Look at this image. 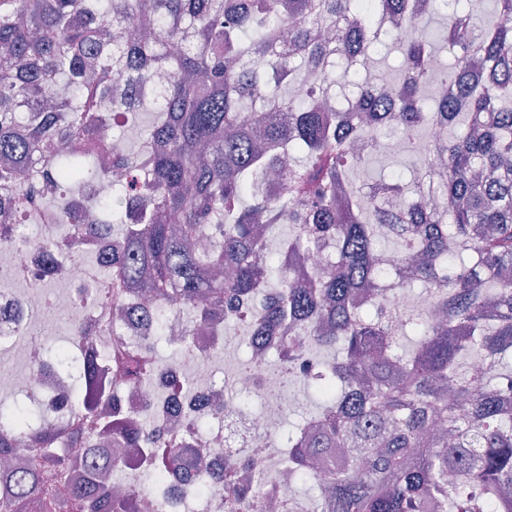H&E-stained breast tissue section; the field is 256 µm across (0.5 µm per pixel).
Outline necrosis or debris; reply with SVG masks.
I'll list each match as a JSON object with an SVG mask.
<instances>
[{"mask_svg":"<svg viewBox=\"0 0 512 512\" xmlns=\"http://www.w3.org/2000/svg\"><path fill=\"white\" fill-rule=\"evenodd\" d=\"M9 236V245L0 248V348L9 347L15 354L0 358V382L34 403L39 426L61 431L86 428L82 413L75 411L61 420L54 411L56 401L73 399L74 389L54 363L41 357L44 342L38 318L52 304L50 285L68 286L72 307L86 311L90 343L81 358L104 357L117 345L148 354L153 341L131 317L120 319L112 313L113 285L101 274L110 262L105 240H73L64 237L60 225L49 222L34 228L10 225ZM223 366L224 346L218 334L202 328L193 338L189 366L154 363L149 389L112 374L113 406L158 429L180 449L184 461L200 463L203 471L200 478L183 482L169 468L161 483L144 486L136 472H127L113 489L124 493L139 484L138 512H229L225 493L212 487L211 476L224 474L233 454L260 462L270 473L266 497H287L288 451L272 448L271 437L282 421L288 393L277 375L265 369L247 375L231 372L224 383H217L216 373ZM187 374L193 378V390L177 393V383ZM244 392L261 398L259 410L241 404Z\"/></svg>","mask_w":512,"mask_h":512,"instance_id":"necrosis-or-debris-1","label":"necrosis or debris"}]
</instances>
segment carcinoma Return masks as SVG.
Masks as SVG:
<instances>
[{"label":"carcinoma","instance_id":"cac0c4a2","mask_svg":"<svg viewBox=\"0 0 512 512\" xmlns=\"http://www.w3.org/2000/svg\"><path fill=\"white\" fill-rule=\"evenodd\" d=\"M396 0L397 23L416 29L398 41V88L354 82L360 111L330 104L331 66L375 58L382 31L359 15L357 0H0V225L34 222L46 210L66 224L84 207L77 235L106 233L110 267L123 287L160 301L164 318L216 325L224 306H253L245 337L292 321L279 359L283 383L314 390L323 405L288 436V472L318 495L302 512H496L512 497V378H490L474 362L512 357V0L491 16L455 11L440 41L459 50L445 70L455 92L434 93L435 47L421 15ZM295 53H281L283 34ZM320 75L319 92L295 99L290 87ZM160 77L156 119L138 114L151 97L140 85ZM140 129L138 149L89 163L105 150L98 124ZM435 141L416 142L421 126ZM403 137L418 156L412 185H375L437 196L443 209H404L353 190L352 172L381 147L377 132ZM288 179L280 198L265 176ZM112 175V203L88 189ZM436 219H431L430 214ZM278 224L291 235L272 249ZM395 238L406 274L376 265V241ZM315 253L300 281L292 264ZM417 282L439 312L404 319L420 340L407 356L368 299L378 277ZM116 370L136 386L149 360L117 350ZM323 374L301 377L309 361ZM105 370L80 367L78 404L105 439L122 440L141 476L174 464L178 452L139 422L112 411ZM36 411H0V458L48 462L11 474L14 493L0 512H136L135 491L112 496L110 478L129 458L109 447L95 468L52 451L55 437L32 431ZM85 467L95 473L64 499L55 484ZM262 466L244 482L227 477L230 503L241 497L266 512Z\"/></svg>","mask_w":512,"mask_h":512}]
</instances>
